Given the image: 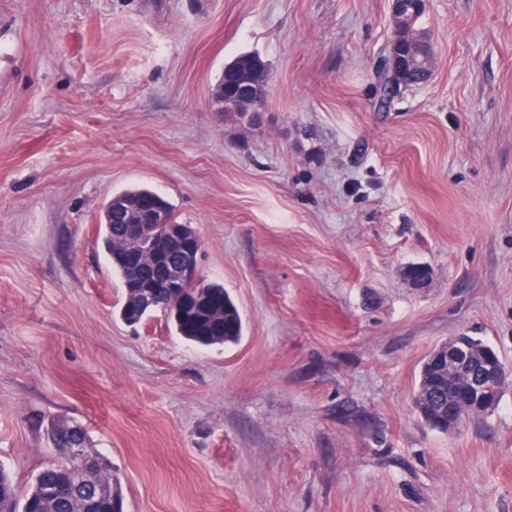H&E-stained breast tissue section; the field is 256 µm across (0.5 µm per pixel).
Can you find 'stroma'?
<instances>
[{"label": "stroma", "mask_w": 512, "mask_h": 512, "mask_svg": "<svg viewBox=\"0 0 512 512\" xmlns=\"http://www.w3.org/2000/svg\"><path fill=\"white\" fill-rule=\"evenodd\" d=\"M436 68L376 104L391 0H0V463L55 418L124 512H512V387L456 432L414 396L483 339L512 369V0H425ZM241 55L264 112H217ZM146 186L243 320L131 326L98 217ZM425 266L420 282L409 265ZM467 344V339L462 335L453 337L452 339L448 340V344H445L448 345L446 359L449 372H455L457 370L465 373L467 372L470 365Z\"/></svg>", "instance_id": "1"}]
</instances>
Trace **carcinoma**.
Listing matches in <instances>:
<instances>
[{
    "instance_id": "1",
    "label": "carcinoma",
    "mask_w": 512,
    "mask_h": 512,
    "mask_svg": "<svg viewBox=\"0 0 512 512\" xmlns=\"http://www.w3.org/2000/svg\"><path fill=\"white\" fill-rule=\"evenodd\" d=\"M418 19L409 15L395 24L391 42L406 44L411 33L420 30ZM267 74L263 61L252 55L240 56L227 66L226 75L220 77L224 82V116L246 113L241 98L252 86L264 82ZM122 244L124 237L116 225H103L102 245L107 257H112ZM184 291L191 298L201 291L208 293L211 306L224 309V314H212L192 303L182 319L176 313V304L165 299L157 311L163 313L177 335L199 345L198 330L207 327L219 333L224 344L240 340L242 317L223 285L206 280L201 285L189 283ZM454 385L457 391L450 396L447 369L436 354H430L422 367L414 403L420 417L442 432L448 431V404H453L461 420L473 419L483 415L480 404L499 405L505 389L501 384H490L478 404L466 399L467 376L457 377ZM47 439L58 461L37 473L24 497H18L13 477L0 467V507L8 512H79L82 508L87 512H122V497L113 483L111 463L104 454L88 448L87 431L82 425L58 420Z\"/></svg>"
}]
</instances>
